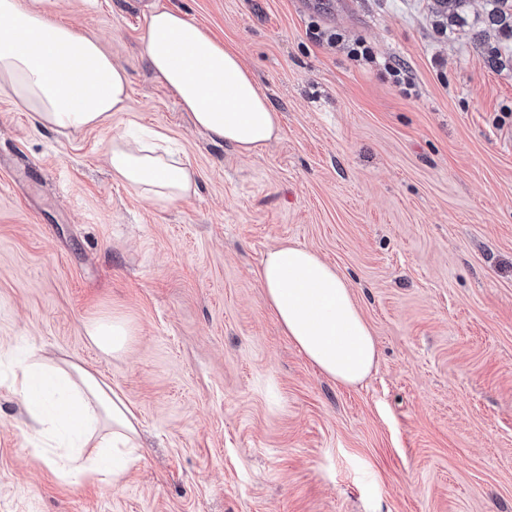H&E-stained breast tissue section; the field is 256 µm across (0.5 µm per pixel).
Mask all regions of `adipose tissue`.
<instances>
[{
  "label": "adipose tissue",
  "instance_id": "ef3b65f1",
  "mask_svg": "<svg viewBox=\"0 0 512 512\" xmlns=\"http://www.w3.org/2000/svg\"><path fill=\"white\" fill-rule=\"evenodd\" d=\"M148 68L177 94L192 125L211 141L254 155L276 139L280 116L237 54L176 9L144 18ZM130 80L100 41L54 20L52 0H0V97L68 134L98 127L127 109ZM164 133L113 136L106 156L114 180L165 208L197 193L195 171L169 150ZM285 333L321 372L344 386L375 367L377 347L347 280L312 250L270 249L258 273ZM86 334L104 352L127 350L134 330L115 315ZM9 388L27 407L39 447H54L62 473L118 483L137 460L138 421L123 396L92 371L32 355Z\"/></svg>",
  "mask_w": 512,
  "mask_h": 512
}]
</instances>
